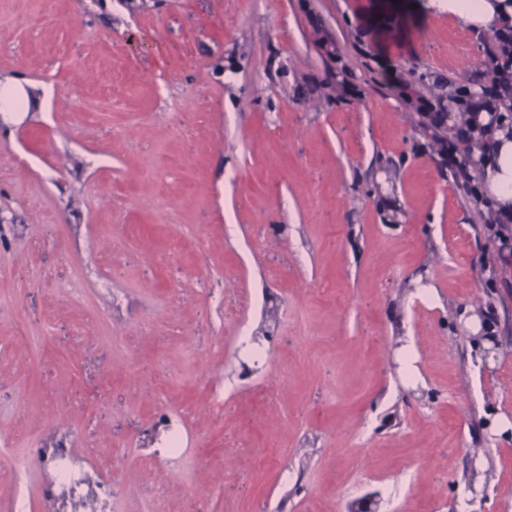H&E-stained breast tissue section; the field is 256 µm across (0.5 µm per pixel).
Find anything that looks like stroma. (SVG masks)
Masks as SVG:
<instances>
[{"label": "stroma", "mask_w": 512, "mask_h": 512, "mask_svg": "<svg viewBox=\"0 0 512 512\" xmlns=\"http://www.w3.org/2000/svg\"><path fill=\"white\" fill-rule=\"evenodd\" d=\"M434 0H0V512H512V240ZM36 461L51 464L55 479L43 490L46 512H106L112 498V484L105 480L93 487L72 448H38Z\"/></svg>", "instance_id": "obj_1"}]
</instances>
